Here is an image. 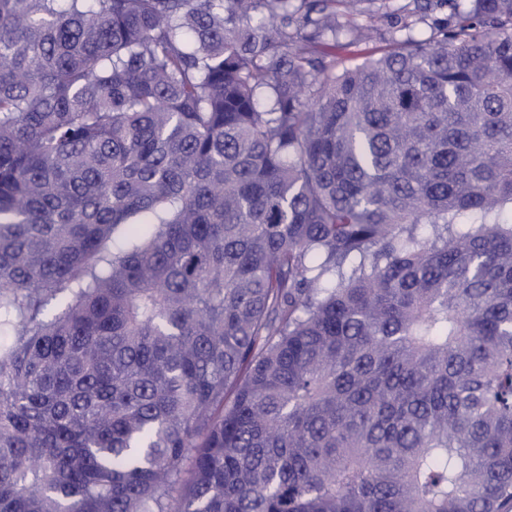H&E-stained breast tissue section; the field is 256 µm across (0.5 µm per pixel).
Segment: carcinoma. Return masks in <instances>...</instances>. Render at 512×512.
I'll list each match as a JSON object with an SVG mask.
<instances>
[{
    "label": "carcinoma",
    "mask_w": 512,
    "mask_h": 512,
    "mask_svg": "<svg viewBox=\"0 0 512 512\" xmlns=\"http://www.w3.org/2000/svg\"><path fill=\"white\" fill-rule=\"evenodd\" d=\"M292 2L0 0V512H512V0ZM356 3L350 12L352 15L343 16L340 21L347 22L348 27L336 32V65L343 66L361 64L381 49L386 48L394 40L411 37L414 40H428L438 30L447 28L454 22L448 6L434 9L426 16L407 17L403 22L396 21L395 16L403 15L401 7L410 0H375ZM383 1V2H382ZM368 23L371 27V39L357 40L356 30ZM404 23L407 27H402Z\"/></svg>",
    "instance_id": "cac0c4a2"
}]
</instances>
